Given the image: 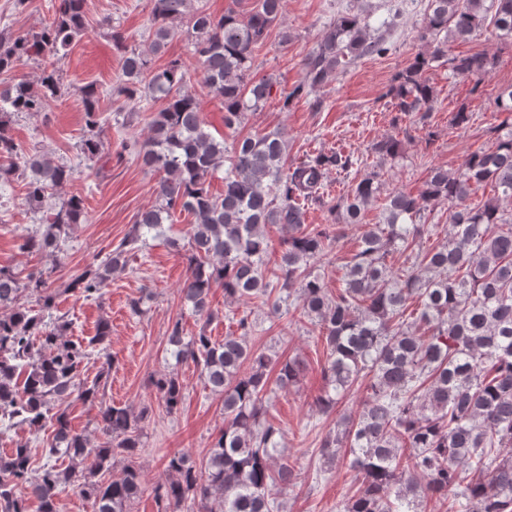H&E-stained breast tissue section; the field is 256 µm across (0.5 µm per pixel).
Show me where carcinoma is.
Listing matches in <instances>:
<instances>
[{
    "label": "carcinoma",
    "mask_w": 512,
    "mask_h": 512,
    "mask_svg": "<svg viewBox=\"0 0 512 512\" xmlns=\"http://www.w3.org/2000/svg\"><path fill=\"white\" fill-rule=\"evenodd\" d=\"M53 2L54 18L40 31H0V71L25 56L52 58L37 82L0 87V158L12 160L0 167V178L20 167L33 171L26 191L38 206L73 177V169L25 153L12 137L9 115L45 109L59 90L57 64L83 31L85 0ZM147 7L152 54L167 45L172 23L186 21L204 84L224 108V127L232 129L265 107L276 81L251 76L252 51L281 24L283 0H253L250 9L229 7L219 17L192 7L191 0H147ZM489 15L502 36L512 38V0H428L421 39L429 52L418 54L391 86L397 111L425 119L435 98L425 72L442 58L457 75L489 74L492 63L484 54L448 57V38L467 39ZM112 41L122 52L119 93L130 102L144 93L164 101L150 121V136L125 144L159 175L156 204L136 215L133 236L103 266L86 269L65 291L95 297L109 273L124 269L128 246L186 213L196 262L183 295L193 313L213 319L210 295L217 286L230 301L259 299L287 313L297 292L300 314L319 325L327 349L324 392L315 406L330 415L339 397L366 384L360 411L339 416L321 442L324 460L354 477L356 488L343 512H414L421 497L448 502V512H512V211L502 206L512 201V86L496 97L506 118L495 148L471 154L456 172L432 169L416 194L387 196L382 223L366 225L333 293L307 266L342 237L341 227L308 223L309 205L326 206L343 224H360L377 200L380 173L363 176L330 204L325 175L330 169L349 172L358 162L354 154L334 150L290 164L288 144L274 130L244 136L228 150L206 128L181 63L153 69L147 54L127 49L122 33L113 32ZM389 49L385 33L349 10L323 29L300 82L280 91L283 107L355 60ZM84 112L92 136L83 140L82 152L94 158L99 142L93 132L101 117L91 85L84 89ZM371 150L382 161L392 160L400 143L382 138ZM221 169L224 192L215 196L208 179ZM486 184L495 194L477 207L467 205ZM447 203L455 207L448 210L446 240L426 248L424 219ZM84 210L79 197L62 201L46 213L43 232L25 238L22 248H60ZM273 225L287 232L274 282L263 271L267 228ZM397 250L409 253L413 263L395 273L386 259ZM30 288L37 293L34 307L22 302L27 287L0 268V308L6 310L0 315V426L24 428L35 437L51 427L53 435L36 469L31 449L23 445L0 455V512H28L31 498L39 512H58V496L68 486L91 501L93 512H132L143 491L135 459L149 410L136 414L98 404L99 441L72 431L62 404L72 396L90 404L101 398L99 381L83 378L81 366L88 348L107 349L110 325L100 323L86 346L66 340L69 323L53 317L57 291L42 277ZM414 300L420 308L407 322L403 315ZM237 329L222 342L204 332L187 340L178 321L169 332L175 360L201 367L211 389L223 396L224 426L201 461L183 451L166 456L165 478L154 487L161 512H184L188 502L198 505L197 512H282L281 492L295 485L294 467L278 459L281 429L266 419L272 358L248 345L246 318ZM299 378L296 362L279 364L280 388ZM150 385L166 414L180 410L184 393L177 376L158 375ZM118 456L127 461L122 476L108 484L96 480ZM62 457L71 461L63 470L57 466Z\"/></svg>",
    "instance_id": "1"
}]
</instances>
